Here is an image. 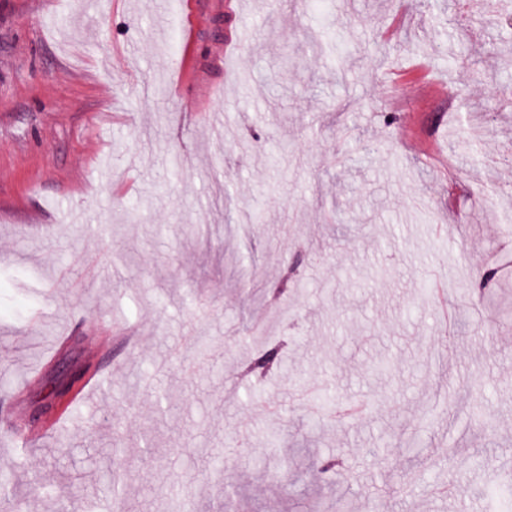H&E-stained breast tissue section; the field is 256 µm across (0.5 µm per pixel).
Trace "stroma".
Segmentation results:
<instances>
[{
  "instance_id": "1",
  "label": "stroma",
  "mask_w": 512,
  "mask_h": 512,
  "mask_svg": "<svg viewBox=\"0 0 512 512\" xmlns=\"http://www.w3.org/2000/svg\"><path fill=\"white\" fill-rule=\"evenodd\" d=\"M203 2L0 0V512H492L512 0Z\"/></svg>"
}]
</instances>
